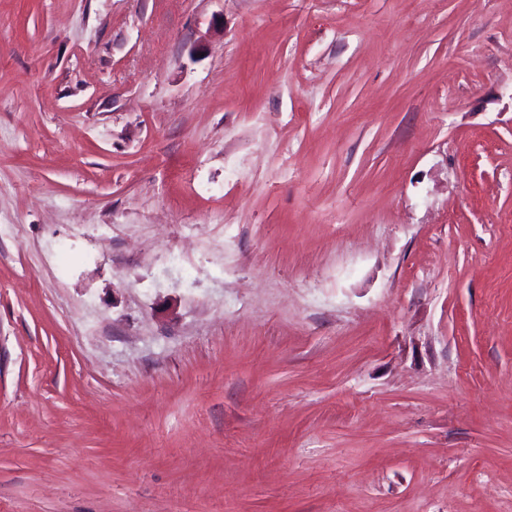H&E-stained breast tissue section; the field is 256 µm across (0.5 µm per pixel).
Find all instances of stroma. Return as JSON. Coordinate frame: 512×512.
Returning a JSON list of instances; mask_svg holds the SVG:
<instances>
[{"mask_svg":"<svg viewBox=\"0 0 512 512\" xmlns=\"http://www.w3.org/2000/svg\"><path fill=\"white\" fill-rule=\"evenodd\" d=\"M0 512H512V0H0Z\"/></svg>","mask_w":512,"mask_h":512,"instance_id":"35a3bbf8","label":"stroma"}]
</instances>
